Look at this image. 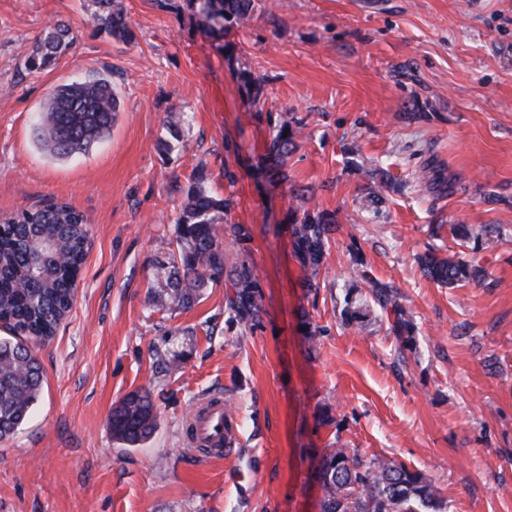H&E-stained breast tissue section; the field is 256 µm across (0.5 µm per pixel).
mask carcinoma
Returning a JSON list of instances; mask_svg holds the SVG:
<instances>
[{
  "label": "carcinoma",
  "instance_id": "1",
  "mask_svg": "<svg viewBox=\"0 0 512 512\" xmlns=\"http://www.w3.org/2000/svg\"><path fill=\"white\" fill-rule=\"evenodd\" d=\"M90 17L113 37H132L118 0H94ZM257 0H181V8L195 17L208 35L221 42L224 35L245 26L253 17ZM71 44L69 25L56 22L40 37L26 66L30 71L49 67ZM252 102L261 103L264 80L243 74ZM120 101L105 78L56 86L33 124L37 145L53 158L85 154L112 128ZM300 120H283L272 132L268 152L258 170L273 178L282 174L295 146ZM230 201L208 191L199 176L184 193L177 218L176 249L161 265L165 276L152 285L155 297L178 308L196 303L203 290L223 279L232 289L226 295L228 322L242 329L259 324L263 313L259 277L252 264L241 258L226 265L224 242L244 244L252 232L244 224L228 223ZM336 215L305 209L289 231L294 252L307 272L304 285H315L323 263L325 245L335 231ZM463 239L492 242L494 229L453 227ZM88 222L74 208L46 201L0 218V321L12 338H0V440L12 436L31 416L42 388V370L30 343L50 340L73 305V290L87 252ZM424 275L442 285L480 281V261L457 255L442 257L428 252L420 258ZM372 302L385 313L398 338L411 341V322L396 301L391 287L362 272ZM369 306L345 309L347 323L361 329ZM112 437L137 446L157 426V413L149 391L132 393L109 415ZM322 490L321 512H447L448 500L431 480L392 460L361 458L354 450L338 446L326 450L315 469Z\"/></svg>",
  "mask_w": 512,
  "mask_h": 512
}]
</instances>
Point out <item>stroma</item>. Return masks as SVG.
<instances>
[{
	"label": "stroma",
	"mask_w": 512,
	"mask_h": 512,
	"mask_svg": "<svg viewBox=\"0 0 512 512\" xmlns=\"http://www.w3.org/2000/svg\"><path fill=\"white\" fill-rule=\"evenodd\" d=\"M121 2L129 42L89 23L90 0H0V215L52 199L91 230L75 303L37 350L40 399L0 440V512H320L314 464L339 443L423 473L449 512H512V0H259L227 52L187 11ZM57 21L72 44L29 71ZM246 71L266 79L261 105ZM95 75L120 99L110 134L50 159L35 114L57 85ZM174 109L192 115L176 143ZM289 113L305 127L272 182L257 167ZM426 165L443 185L416 179ZM379 166L391 180L374 197ZM199 173L252 230L226 248L260 277L262 319L246 331L228 321L224 285L188 309L150 290ZM305 208L337 219L311 288L287 229ZM455 224L495 240L460 241ZM429 251L476 257L482 281L427 279ZM362 270L393 287L411 343L377 311L345 325ZM144 389L157 428L127 447L108 415ZM215 392L236 431L205 459L185 422Z\"/></svg>",
	"instance_id": "stroma-1"
}]
</instances>
